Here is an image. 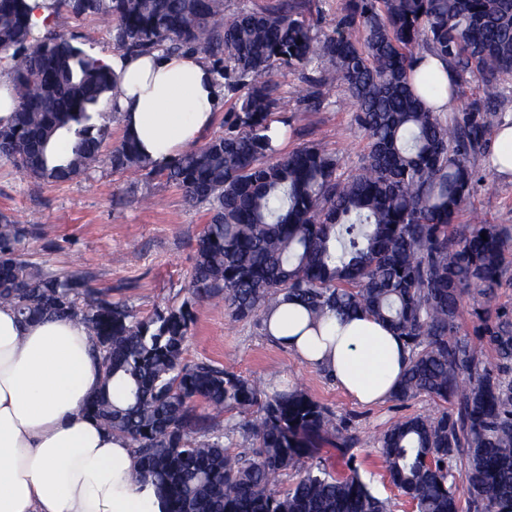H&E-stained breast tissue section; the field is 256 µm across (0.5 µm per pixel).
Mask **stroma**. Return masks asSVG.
<instances>
[{
    "label": "stroma",
    "instance_id": "35a3bbf8",
    "mask_svg": "<svg viewBox=\"0 0 512 512\" xmlns=\"http://www.w3.org/2000/svg\"><path fill=\"white\" fill-rule=\"evenodd\" d=\"M49 27L76 35L82 47L113 53L110 21L52 18ZM289 148L315 141L340 157L344 172L359 164L367 140L353 112L336 107L338 92H330L319 109L304 111L297 102L299 82L288 70L276 73ZM481 182L462 211L463 224H502L512 228V182L479 164ZM25 221L36 215L51 229L46 238L26 241L27 260L56 272L81 271L92 287L108 292L140 317L180 306L191 298L195 244L208 221L205 207L189 206L181 188L155 180L150 202H143L140 176L113 171L108 162L60 185L30 179L17 165L0 161V215ZM194 323L186 342L189 362L206 361L261 382L266 391L298 387L330 410L344 432L359 436L354 463L374 493L391 512H414L411 503L390 483L377 453L378 437L408 416H438L445 403L427 396L406 401L388 399L366 406L339 389L322 371L304 365L268 338L262 322L236 321L223 303L195 302Z\"/></svg>",
    "mask_w": 512,
    "mask_h": 512
}]
</instances>
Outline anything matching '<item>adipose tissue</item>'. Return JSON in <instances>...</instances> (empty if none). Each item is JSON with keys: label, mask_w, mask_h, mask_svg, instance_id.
I'll return each mask as SVG.
<instances>
[{"label": "adipose tissue", "mask_w": 512, "mask_h": 512, "mask_svg": "<svg viewBox=\"0 0 512 512\" xmlns=\"http://www.w3.org/2000/svg\"><path fill=\"white\" fill-rule=\"evenodd\" d=\"M103 61L115 75L124 134L156 166L194 144L224 103L201 54L121 53ZM264 326L363 404L391 398L407 367L403 341L364 312L315 320L300 302L285 301ZM102 382L80 320L51 314L25 324L0 304V512H165L163 493L133 479L131 442L85 412Z\"/></svg>", "instance_id": "obj_1"}]
</instances>
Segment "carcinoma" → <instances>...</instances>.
Returning <instances> with one entry per match:
<instances>
[{
	"label": "carcinoma",
	"mask_w": 512,
	"mask_h": 512,
	"mask_svg": "<svg viewBox=\"0 0 512 512\" xmlns=\"http://www.w3.org/2000/svg\"><path fill=\"white\" fill-rule=\"evenodd\" d=\"M310 0L271 9L224 0H54V13L115 20L114 48L126 53L201 52L224 90H245L224 134L156 167L125 138L112 169L166 177L209 219L196 243L192 288L219 297L233 319L261 320L283 300L340 316L358 311L389 326L409 351L394 398L426 395L450 405L413 416L378 440L390 483L416 512H512V315L495 307L512 232L459 224L480 178L493 127L506 121L512 77V0H345L328 30L307 18ZM428 55L457 76L462 99L448 119L430 99L443 88L417 73ZM0 62L18 108L0 128V158L43 184L70 182L101 162L112 113L99 108L114 74L74 38L31 27L28 0H0ZM306 83V108L340 91L365 133L355 172L318 143L287 154L270 123L281 108L275 71ZM480 79L483 94L463 86ZM486 237H481V234ZM36 221L0 216V303L24 322L46 313L83 321L103 368V387L86 412L128 438L135 480L164 494L167 512H390L357 468L338 475L309 466L291 487L277 475L316 458L326 445L346 456L357 443L335 416L301 389L265 394L257 382L207 362L189 363L184 344L193 303L139 318L89 284L23 258ZM479 298L476 338L460 334L463 297ZM494 352V362L479 347ZM124 385L115 401L108 386ZM205 405L209 414L198 413ZM257 408L244 424L255 447L224 446V410ZM465 461L463 471L457 462Z\"/></svg>",
	"instance_id": "carcinoma-1"
}]
</instances>
